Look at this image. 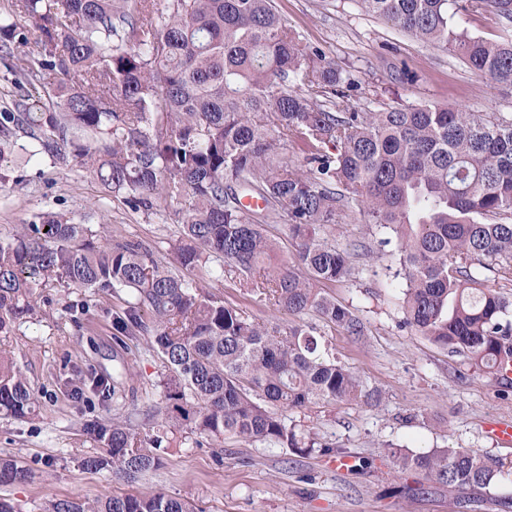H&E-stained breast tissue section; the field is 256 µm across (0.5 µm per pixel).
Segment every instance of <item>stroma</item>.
<instances>
[{"label":"stroma","mask_w":512,"mask_h":512,"mask_svg":"<svg viewBox=\"0 0 512 512\" xmlns=\"http://www.w3.org/2000/svg\"><path fill=\"white\" fill-rule=\"evenodd\" d=\"M274 7L304 43L353 73L358 111L433 103L512 113V87L475 73L455 52L368 14L360 0H274ZM5 175L0 241H9L17 225L35 222L51 208L90 228L112 225L121 236L149 245L162 264L174 266L179 226L163 203L133 211L90 173L44 160L16 158ZM336 240L358 252V274L328 291L351 306L367 331L355 339L329 328L325 336L343 363L382 390L383 399L372 408L315 405L287 418L345 449L350 469H342L333 455L298 457L236 439L218 448L185 431L171 435L161 466L137 480L82 469L81 459L100 450L82 431L86 420L119 415L140 434L157 430V383L165 367L148 351L145 337L125 349L116 345L112 312L118 302L112 296L92 300L80 288H46L40 312L17 322L8 338L40 406L27 419L0 415V454L15 456L31 472L27 482L0 485V497L21 504L24 512H40L48 498L158 492L191 499L199 512H512V446L494 443L484 431L489 418L512 419V388L468 370L460 357L401 327L400 288L389 275L394 248L379 246L378 235L358 212L339 225ZM180 274L205 281L210 293L268 325L283 328L289 321L233 282L207 277L205 269L184 268ZM78 376L89 385L116 386L117 403L101 402L90 388L75 396L70 381ZM390 444L410 454L473 448L500 460L502 469L493 486L473 492L462 506L456 492L445 488L410 497L401 488L416 475L387 456Z\"/></svg>","instance_id":"1"}]
</instances>
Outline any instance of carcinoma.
Listing matches in <instances>:
<instances>
[{
    "label": "carcinoma",
    "mask_w": 512,
    "mask_h": 512,
    "mask_svg": "<svg viewBox=\"0 0 512 512\" xmlns=\"http://www.w3.org/2000/svg\"><path fill=\"white\" fill-rule=\"evenodd\" d=\"M364 9L423 42L458 53L475 72L512 87V35L489 42L455 22L490 9L512 22V0H361ZM25 19L0 21L4 79L32 105L0 112V132L28 139L27 159L75 163L134 211L161 200L191 242L185 266L221 261L218 276L291 316L313 313L347 335L365 324L327 284L355 274V251L332 238L348 208L396 240L400 325L476 370L506 382L512 298L484 260L512 274V114L411 105L358 112L352 74L304 45L272 0H15ZM55 75L54 82L46 76ZM293 142L303 163L285 155ZM263 201L259 211L242 203ZM293 250L276 256L272 224ZM112 295V335H146L161 355L163 421L140 436L125 420H90L105 452L87 470L127 479L158 469L172 430L224 445L227 437L303 457L334 446L284 416L320 403L371 405L369 388L301 321L284 330L161 266L140 241L91 231L46 210L0 242V335L40 308V290ZM39 400L0 348V414L25 418ZM385 453L429 488L464 495L489 487L502 464L465 448ZM0 455V483L27 481ZM41 512H196L163 493L105 500L49 499Z\"/></svg>",
    "instance_id": "obj_1"
}]
</instances>
